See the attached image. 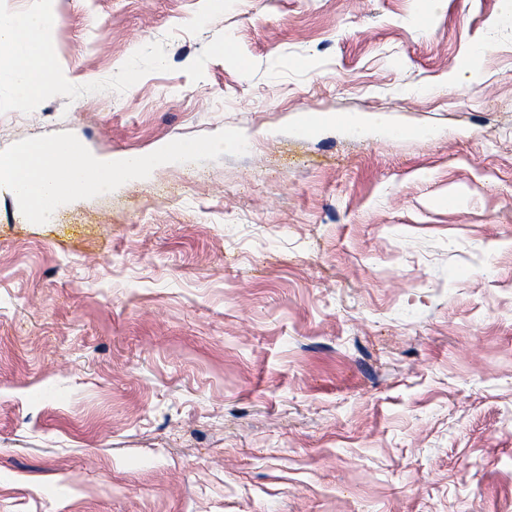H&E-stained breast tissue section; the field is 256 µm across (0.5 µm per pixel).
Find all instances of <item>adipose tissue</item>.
Returning a JSON list of instances; mask_svg holds the SVG:
<instances>
[{
  "label": "adipose tissue",
  "mask_w": 512,
  "mask_h": 512,
  "mask_svg": "<svg viewBox=\"0 0 512 512\" xmlns=\"http://www.w3.org/2000/svg\"><path fill=\"white\" fill-rule=\"evenodd\" d=\"M0 45L9 53L7 61H0V87L9 89L12 102H37L47 89V77L55 72L42 15L0 11Z\"/></svg>",
  "instance_id": "adipose-tissue-1"
}]
</instances>
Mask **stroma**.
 <instances>
[{
	"label": "stroma",
	"instance_id": "stroma-1",
	"mask_svg": "<svg viewBox=\"0 0 512 512\" xmlns=\"http://www.w3.org/2000/svg\"><path fill=\"white\" fill-rule=\"evenodd\" d=\"M0 9L61 76L0 150L248 142L0 188V512H512V0Z\"/></svg>",
	"mask_w": 512,
	"mask_h": 512
}]
</instances>
